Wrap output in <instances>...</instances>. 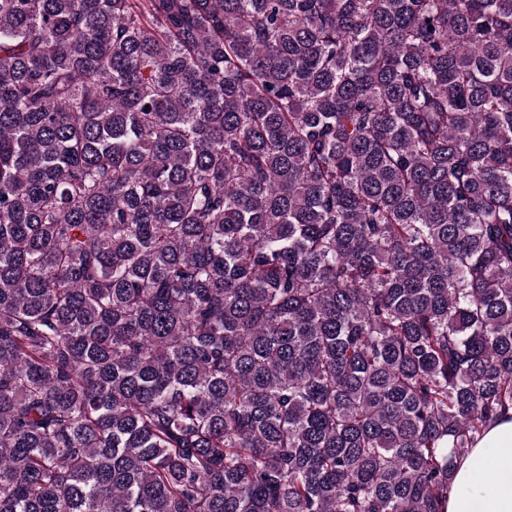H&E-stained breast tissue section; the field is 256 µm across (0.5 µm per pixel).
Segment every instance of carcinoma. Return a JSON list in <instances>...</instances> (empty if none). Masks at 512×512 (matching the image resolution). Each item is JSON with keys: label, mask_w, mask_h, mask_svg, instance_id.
<instances>
[{"label": "carcinoma", "mask_w": 512, "mask_h": 512, "mask_svg": "<svg viewBox=\"0 0 512 512\" xmlns=\"http://www.w3.org/2000/svg\"><path fill=\"white\" fill-rule=\"evenodd\" d=\"M512 412V0H0V512H445Z\"/></svg>", "instance_id": "carcinoma-1"}]
</instances>
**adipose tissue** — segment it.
Wrapping results in <instances>:
<instances>
[{
  "label": "adipose tissue",
  "instance_id": "adipose-tissue-1",
  "mask_svg": "<svg viewBox=\"0 0 512 512\" xmlns=\"http://www.w3.org/2000/svg\"><path fill=\"white\" fill-rule=\"evenodd\" d=\"M497 449L495 480L484 479L488 467L487 449ZM480 512H512V419H502L460 458L448 494L446 512H466L467 506Z\"/></svg>",
  "mask_w": 512,
  "mask_h": 512
}]
</instances>
